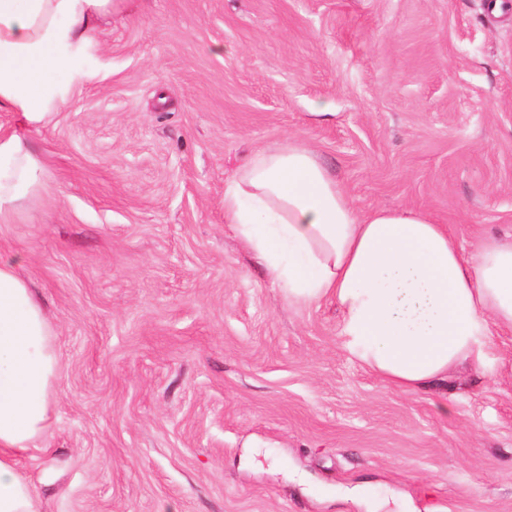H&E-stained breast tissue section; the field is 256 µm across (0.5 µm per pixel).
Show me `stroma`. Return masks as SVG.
<instances>
[{
  "label": "stroma",
  "mask_w": 512,
  "mask_h": 512,
  "mask_svg": "<svg viewBox=\"0 0 512 512\" xmlns=\"http://www.w3.org/2000/svg\"><path fill=\"white\" fill-rule=\"evenodd\" d=\"M113 0L30 138L0 255L42 298L48 512H512V331L410 392L289 304L224 224L258 149L471 249L512 233V0ZM332 115H315L316 105Z\"/></svg>",
  "instance_id": "1"
}]
</instances>
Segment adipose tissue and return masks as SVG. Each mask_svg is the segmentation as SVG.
Wrapping results in <instances>:
<instances>
[{
    "instance_id": "adipose-tissue-1",
    "label": "adipose tissue",
    "mask_w": 512,
    "mask_h": 512,
    "mask_svg": "<svg viewBox=\"0 0 512 512\" xmlns=\"http://www.w3.org/2000/svg\"><path fill=\"white\" fill-rule=\"evenodd\" d=\"M112 14V0H0V224L39 184L29 135L68 99L65 77ZM224 222L290 303L335 302L343 350L414 391L461 363L482 366L512 328V241L464 256L422 211L359 213L308 146L253 153L224 191ZM14 258L0 257V512H46L21 468L54 419L52 326Z\"/></svg>"
}]
</instances>
